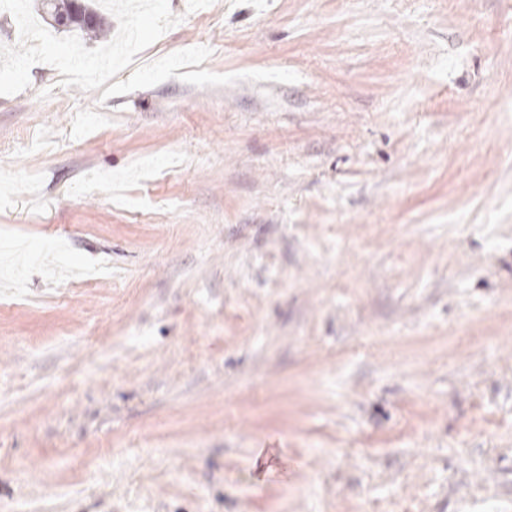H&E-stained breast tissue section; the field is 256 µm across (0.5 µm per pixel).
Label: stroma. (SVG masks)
<instances>
[{
  "mask_svg": "<svg viewBox=\"0 0 512 512\" xmlns=\"http://www.w3.org/2000/svg\"><path fill=\"white\" fill-rule=\"evenodd\" d=\"M96 6L0 13V512H512V0ZM77 0H42V9L54 24L53 27L61 25L60 20L66 19L64 28L76 27L82 31L94 34L104 33L107 26V18L97 9L85 4L76 5Z\"/></svg>",
  "mask_w": 512,
  "mask_h": 512,
  "instance_id": "1",
  "label": "stroma"
}]
</instances>
